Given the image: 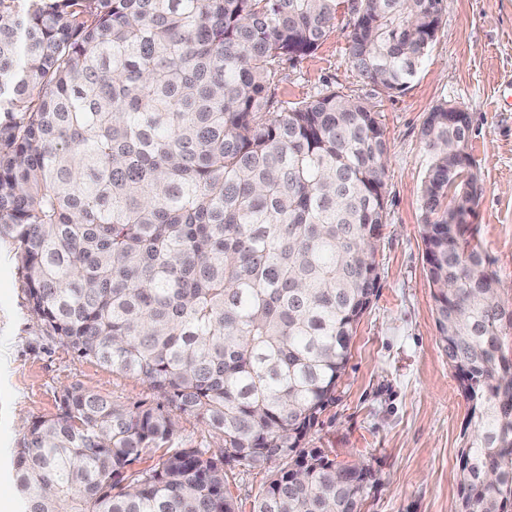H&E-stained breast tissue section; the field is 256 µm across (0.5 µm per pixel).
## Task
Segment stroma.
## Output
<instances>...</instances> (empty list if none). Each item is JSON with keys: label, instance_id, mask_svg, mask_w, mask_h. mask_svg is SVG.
<instances>
[{"label": "stroma", "instance_id": "1", "mask_svg": "<svg viewBox=\"0 0 512 512\" xmlns=\"http://www.w3.org/2000/svg\"><path fill=\"white\" fill-rule=\"evenodd\" d=\"M436 39L408 88L389 93L361 77L347 52L341 13L311 54L288 62L272 87L275 111L326 90L365 102L388 141L385 224L376 252L378 291L351 343L336 400L305 445L358 463L368 481L363 512H448L458 497L459 458L474 431L469 405L436 326L420 237L421 186L429 153L420 129L445 101L471 117L470 151L481 194L469 227L512 301V0H442ZM82 385L133 405L147 384L75 355L32 319L21 270L0 243V501L21 512L13 450L32 421L57 411L60 390ZM228 487L250 512L266 470L228 469Z\"/></svg>", "mask_w": 512, "mask_h": 512}]
</instances>
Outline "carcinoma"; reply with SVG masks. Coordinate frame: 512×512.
I'll return each mask as SVG.
<instances>
[{
  "label": "carcinoma",
  "mask_w": 512,
  "mask_h": 512,
  "mask_svg": "<svg viewBox=\"0 0 512 512\" xmlns=\"http://www.w3.org/2000/svg\"><path fill=\"white\" fill-rule=\"evenodd\" d=\"M344 3L352 68L405 90L441 0H0V241L47 334L162 398L63 388L14 450L24 512H238L233 462L275 469L252 512H361L303 443L376 292L388 146L359 100L270 95ZM470 128L446 101L423 120L421 234L477 418L455 512H505L512 308L468 233ZM181 414L221 446H172Z\"/></svg>",
  "instance_id": "1"
}]
</instances>
